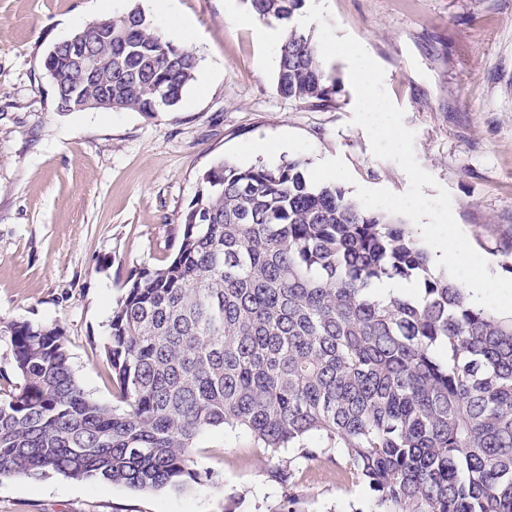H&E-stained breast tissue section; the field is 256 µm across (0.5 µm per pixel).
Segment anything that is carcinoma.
<instances>
[{"label": "carcinoma", "mask_w": 512, "mask_h": 512, "mask_svg": "<svg viewBox=\"0 0 512 512\" xmlns=\"http://www.w3.org/2000/svg\"><path fill=\"white\" fill-rule=\"evenodd\" d=\"M246 2L281 30L277 91L331 100L316 40L292 23L305 0ZM87 29L99 75L86 100L110 84L113 109L164 112L195 78V53L138 7ZM52 68L55 110L77 111L66 48ZM303 167L222 162L203 175L170 260L121 286L105 346L112 404L79 385L60 328L9 324L20 383L0 391V477L182 491L212 478L192 460L207 429L330 460L307 441L319 432L375 492L374 512H512V317L470 304L406 225ZM385 280L419 294L382 299ZM271 477L275 512H297L295 469Z\"/></svg>", "instance_id": "1"}]
</instances>
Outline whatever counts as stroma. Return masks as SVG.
Segmentation results:
<instances>
[{
	"instance_id": "1",
	"label": "stroma",
	"mask_w": 512,
	"mask_h": 512,
	"mask_svg": "<svg viewBox=\"0 0 512 512\" xmlns=\"http://www.w3.org/2000/svg\"><path fill=\"white\" fill-rule=\"evenodd\" d=\"M336 37L352 35L385 72L415 133L419 164L445 188L454 217L493 273L511 278L512 0H327ZM200 63L180 102L145 114L59 112L46 53L101 17L96 0H0V323L60 327L84 391L108 403L103 347L119 287L174 253L203 174L229 162L306 168L342 157L357 186L402 194L406 173L373 157L352 125L343 60L331 101L276 89L280 30L245 0H171ZM438 188L424 187L426 196ZM270 455L241 429L202 433L207 486L141 492L57 473L0 478V512H273L270 471L294 463L297 512H373L375 494L341 480L342 459Z\"/></svg>"
}]
</instances>
